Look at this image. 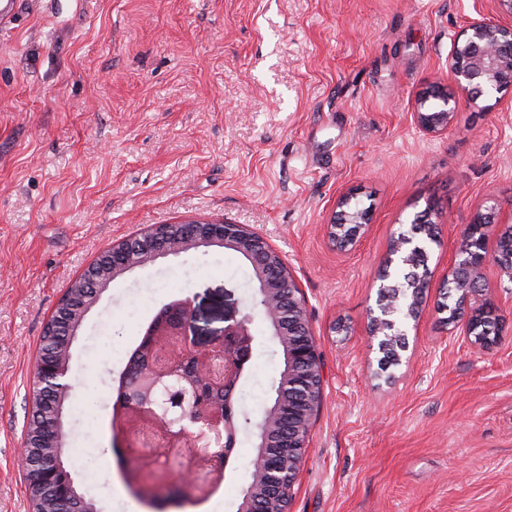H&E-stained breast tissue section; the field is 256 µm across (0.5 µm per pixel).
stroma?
<instances>
[{
    "label": "stroma",
    "mask_w": 512,
    "mask_h": 512,
    "mask_svg": "<svg viewBox=\"0 0 512 512\" xmlns=\"http://www.w3.org/2000/svg\"><path fill=\"white\" fill-rule=\"evenodd\" d=\"M0 22V512H30L20 460L43 328L104 249L156 224H246L285 258L321 355L323 401L291 512H512V274L484 269L497 344L446 324L442 293L467 224L512 218V87L460 98L447 129L414 122L473 21L512 28L493 0H20ZM370 225L328 240L340 196ZM434 205L440 243L407 348L369 336L393 235ZM249 263L202 248L112 282L72 346L67 454L100 512H237L255 435L223 474L157 510L192 451L113 412L144 326L192 299L199 343L247 302ZM237 410L269 405L281 359L254 317Z\"/></svg>",
    "instance_id": "1"
}]
</instances>
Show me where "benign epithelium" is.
Returning <instances> with one entry per match:
<instances>
[{"label":"benign epithelium","mask_w":512,"mask_h":512,"mask_svg":"<svg viewBox=\"0 0 512 512\" xmlns=\"http://www.w3.org/2000/svg\"><path fill=\"white\" fill-rule=\"evenodd\" d=\"M448 58V83L429 87L415 124L427 133L448 128L458 99H479L487 93L512 86V28L490 20L471 23ZM341 197L338 218L326 225L330 241L355 245L365 233L369 214ZM493 208L468 224L456 251L450 281L456 294L454 305H444L448 321L462 316L470 296L483 291V270L494 260L512 276V256H501L512 248V227L494 232ZM497 234V250L488 251V240ZM219 247L245 258L253 271L255 291L252 311L266 322L269 336L277 344L283 368L274 401L264 409L251 460L249 481L242 491L238 512H290L292 489L307 449L310 424L321 406L320 355L312 336L305 301L287 263L268 240L246 224L185 222L157 224L145 233L120 242L99 254L81 274L84 294H69L59 300L52 320L44 328L49 336L61 330L60 344L36 355L35 390L54 407L48 427V447H62L65 397L69 394L71 347L88 311L112 281L159 258L179 256L191 250ZM424 251L416 237L400 232L392 239L387 265L407 266L409 258ZM405 289H380L378 312H370L369 335L377 340L380 353L398 360L406 348L404 320L414 317L404 302ZM196 311L189 298L163 305L144 327L145 339L124 370L116 388L115 412L133 415L159 428L172 448H196L214 468L223 469L236 442L231 398L244 375L254 343L251 316L237 303L224 309V328L209 343L198 345ZM500 316L496 304L484 298L467 316L464 336L478 349L499 340ZM26 470L34 471L37 487L53 490L62 506L71 512H96L94 504L80 497L72 474L58 458L42 465L29 441L21 448ZM196 482L191 471L181 474L173 493L156 496L158 508L188 497Z\"/></svg>","instance_id":"7a95c632"}]
</instances>
